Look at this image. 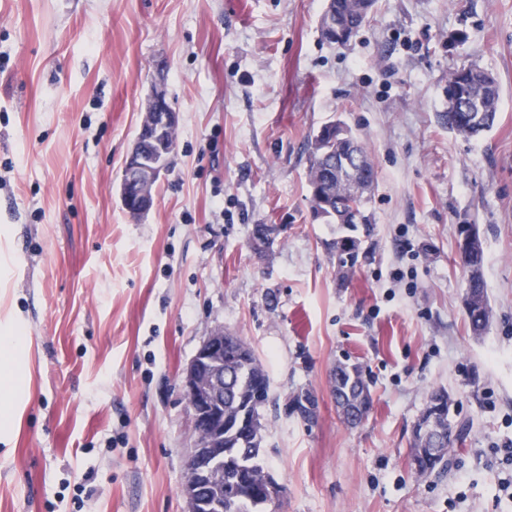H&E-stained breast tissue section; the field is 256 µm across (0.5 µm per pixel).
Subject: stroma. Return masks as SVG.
I'll return each mask as SVG.
<instances>
[{
  "label": "stroma",
  "mask_w": 512,
  "mask_h": 512,
  "mask_svg": "<svg viewBox=\"0 0 512 512\" xmlns=\"http://www.w3.org/2000/svg\"><path fill=\"white\" fill-rule=\"evenodd\" d=\"M325 0H0V335L28 339V389H0V512H187L196 435L180 375L211 331L265 366L263 459L283 512H512V0H375L346 46ZM501 85L498 122L450 131L448 74ZM180 114L141 219L123 162L156 75ZM341 118L376 170L375 227L340 281L314 219L308 138ZM275 241L254 253V225ZM473 224L492 307L466 322L457 227ZM374 407L338 418L330 373ZM467 428L416 476L431 388ZM316 402L304 422L292 402ZM331 392L338 416L348 427L359 426L372 410L370 385L359 365L337 362L331 376Z\"/></svg>",
  "instance_id": "35a3bbf8"
}]
</instances>
